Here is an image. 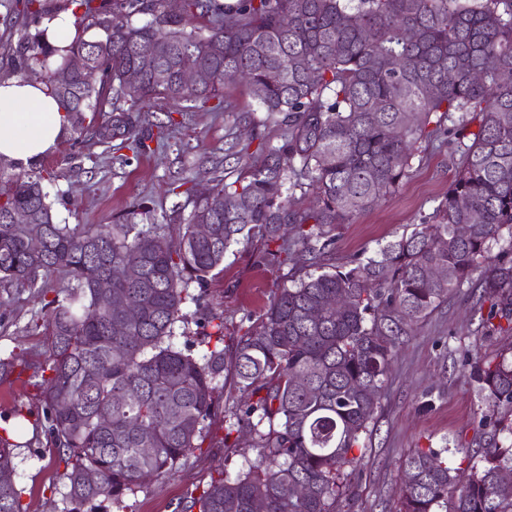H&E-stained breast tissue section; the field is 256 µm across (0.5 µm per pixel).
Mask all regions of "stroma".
I'll return each mask as SVG.
<instances>
[{
  "label": "stroma",
  "mask_w": 512,
  "mask_h": 512,
  "mask_svg": "<svg viewBox=\"0 0 512 512\" xmlns=\"http://www.w3.org/2000/svg\"><path fill=\"white\" fill-rule=\"evenodd\" d=\"M227 110H193L169 127L152 153L122 163L112 149L85 137L66 136L52 154L34 163V170L55 173L46 189L57 222L113 224L127 210L139 208L159 223L178 227L192 210L183 186L211 187L223 173L224 150L237 136L235 118L255 111L248 88L239 82L224 86ZM458 157L450 147L424 141L410 172L382 202L338 225L332 264L342 266L358 255H372L380 246L410 233L431 216L448 193ZM304 258L294 263L258 266L253 246H233L224 259V272L212 279L205 300L224 316V342L243 334L249 320L273 295L307 272ZM478 281L449 293L447 299L412 329L400 346L380 406L363 440L366 453L351 477L353 498L346 512H398L404 461L417 448L449 449V466L459 458L453 450L475 442L488 405L478 383L461 366L463 355L477 351L496 355L512 342L506 334L484 335L474 309L479 305ZM41 307L37 289L0 284V358L12 360L11 374L0 378V429L14 421L20 407L34 423L19 438L14 460L27 512L64 508V467L48 448L35 421L42 413L40 392L32 373L43 360L42 338L35 324ZM223 422H214L201 451L158 480L126 493L120 501L99 502L97 512H178L185 496L205 486L217 474L236 476L259 454L251 441L224 448Z\"/></svg>",
  "instance_id": "1"
}]
</instances>
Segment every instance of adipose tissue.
Masks as SVG:
<instances>
[{
  "instance_id": "adipose-tissue-1",
  "label": "adipose tissue",
  "mask_w": 512,
  "mask_h": 512,
  "mask_svg": "<svg viewBox=\"0 0 512 512\" xmlns=\"http://www.w3.org/2000/svg\"><path fill=\"white\" fill-rule=\"evenodd\" d=\"M69 123L46 87L20 77L0 82V159L25 167L55 151Z\"/></svg>"
}]
</instances>
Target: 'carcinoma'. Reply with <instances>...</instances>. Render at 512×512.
Listing matches in <instances>:
<instances>
[{"instance_id": "obj_1", "label": "carcinoma", "mask_w": 512, "mask_h": 512, "mask_svg": "<svg viewBox=\"0 0 512 512\" xmlns=\"http://www.w3.org/2000/svg\"><path fill=\"white\" fill-rule=\"evenodd\" d=\"M70 9L75 36L55 48L39 26ZM7 10L17 40L0 46V81L45 84L71 132L124 163L121 150L138 157L163 135L164 123L144 116L148 102L205 108L237 77L264 112L238 123L284 130L253 154L249 142L228 147L240 174L213 178L176 239L137 210L118 224H59L43 186L53 174L0 171V283L41 288L44 361L33 377L44 433L66 466L62 512L119 500L171 471L201 449L221 413L224 447L248 436L259 457L233 479L211 478L187 512H341L344 469L365 454L361 435L411 327L477 273L490 302L482 328L512 332V260L491 254L503 229L512 234V0H183L177 13L166 0H9ZM77 55L85 70L60 86L56 71ZM185 56L206 73L202 83L181 79ZM432 138L462 158L433 220L366 259L326 262L336 225L395 190L417 144ZM297 189L315 195L314 209L292 205ZM20 210L44 226L42 248L31 246L28 225L10 222ZM253 242L259 266L301 251L315 271L280 289L228 352L224 317L204 288L232 246ZM135 252L143 265L132 275ZM438 266L447 280L428 276ZM55 279L66 280L62 299ZM103 279L110 307L99 298ZM188 302L200 312L201 355L175 342L186 335L177 327ZM130 309L138 319L127 323ZM463 368L488 402L483 442L457 449L465 470L440 450L415 449L400 512H512V478L501 477L512 473V442L499 440L512 439V348L469 352ZM226 374L243 399L222 409L215 392ZM15 447L0 435V512H26Z\"/></svg>"}]
</instances>
